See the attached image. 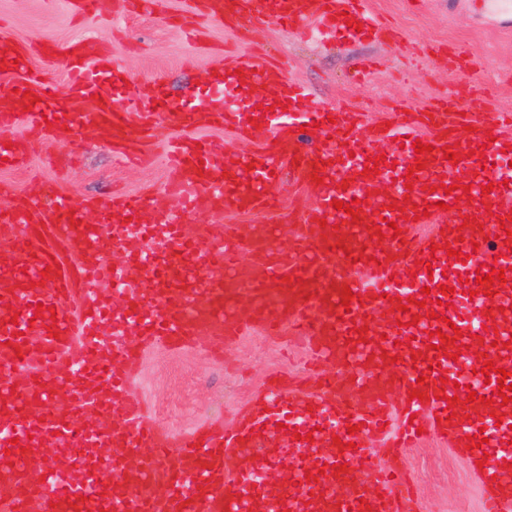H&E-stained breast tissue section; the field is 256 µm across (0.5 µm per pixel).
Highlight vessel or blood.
<instances>
[{
  "mask_svg": "<svg viewBox=\"0 0 512 512\" xmlns=\"http://www.w3.org/2000/svg\"><path fill=\"white\" fill-rule=\"evenodd\" d=\"M365 2L186 0V12L225 24L311 19L333 33L351 18L363 34L402 41L366 18ZM45 54L41 45L0 50V69L22 76L0 96V159L28 162L13 135L24 121L32 136L97 142L134 161L127 143L161 123L156 85L128 94L93 37L67 55L65 86L30 72L32 56ZM209 84L238 105L186 102L172 113L179 134L165 155V208L147 191L107 196L95 204L107 223L88 224L86 200L47 193L36 179L0 212V237L11 242L0 262V512H417L415 480L398 459L426 435L482 463L474 479L484 512H512V401H497L499 377L512 384V323L492 326L512 306V180L496 165L512 160V114H491L487 100L461 91L369 128L352 108L321 106L262 55L215 67ZM260 86L280 90L274 111L253 99ZM223 127L252 144L232 167L223 139L209 134ZM386 137L399 148L378 174L365 173ZM287 165L309 190L294 206L291 247H274L266 224L225 225L219 242L186 236L189 214L276 209L275 176ZM337 200L352 212L334 209ZM446 210L451 224L416 235L417 216L438 224ZM490 214L498 223L487 224ZM127 222L157 225L160 244L192 254L191 264L177 277L160 273L158 247L125 249L116 227ZM120 248L122 262L106 261ZM245 252L260 276L246 272ZM492 267L504 280L476 284ZM257 333L291 334L313 363L346 374L318 393L273 382L259 410L229 429L155 425L128 369V337L216 354ZM90 409L121 426L84 424ZM477 434L485 444L469 448ZM46 448L56 452L51 472L33 481L30 464ZM379 452L386 466H374ZM260 472L265 482H255Z\"/></svg>",
  "mask_w": 512,
  "mask_h": 512,
  "instance_id": "1",
  "label": "vessel or blood"
}]
</instances>
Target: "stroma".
Returning a JSON list of instances; mask_svg holds the SVG:
<instances>
[{
	"instance_id": "stroma-1",
	"label": "stroma",
	"mask_w": 512,
	"mask_h": 512,
	"mask_svg": "<svg viewBox=\"0 0 512 512\" xmlns=\"http://www.w3.org/2000/svg\"><path fill=\"white\" fill-rule=\"evenodd\" d=\"M158 2L154 11H130L116 23L108 10L77 20L50 0H0V49L48 42L54 57L38 68L43 78L60 83L69 46L97 38L110 48L129 90L156 83L171 112L188 96L212 97L205 75L223 64L222 49L229 45L243 56L258 46L269 49L286 60L289 78L305 85L314 98L330 109L347 100L357 104L368 126L389 121L388 111L397 105L425 108L459 83L486 88L493 109L512 113V22H506L504 11L478 0H419L414 7L408 0H369L374 13L410 34L407 50L356 34L313 38L310 24L289 28L267 19L252 20L239 30L202 19L198 38L191 42L170 21L183 10L184 0ZM433 44L463 46L477 59L478 70L461 74L450 70L445 58L423 56V48ZM361 58L373 59L376 66L357 83L350 71ZM35 175L88 200L115 191L149 190L157 204L165 202L166 172L159 160L126 166L99 144L55 141L32 144L29 166L0 170V207ZM271 219L267 212H228L220 219L190 215L185 224L188 235L205 231L216 237L225 223L246 227ZM131 371L155 424L173 431L232 426L267 383L287 378L316 383L302 342L259 334L229 342L219 359L191 347L147 343L138 348ZM403 462L417 482L419 512H482L468 464L446 441L429 438L410 449Z\"/></svg>"
}]
</instances>
